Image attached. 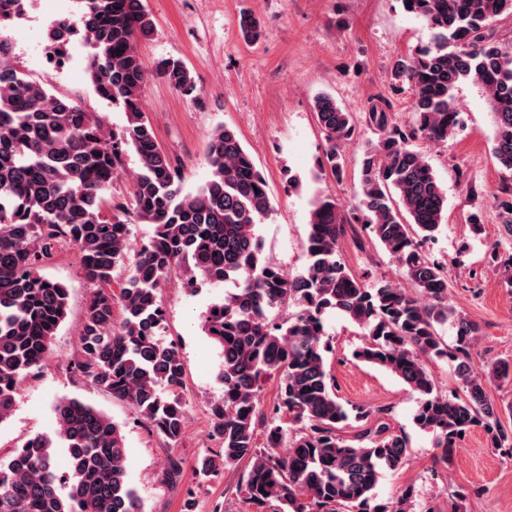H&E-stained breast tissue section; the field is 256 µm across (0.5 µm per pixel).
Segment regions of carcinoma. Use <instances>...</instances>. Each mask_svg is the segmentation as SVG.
I'll use <instances>...</instances> for the list:
<instances>
[{"label":"carcinoma","mask_w":512,"mask_h":512,"mask_svg":"<svg viewBox=\"0 0 512 512\" xmlns=\"http://www.w3.org/2000/svg\"><path fill=\"white\" fill-rule=\"evenodd\" d=\"M25 2L0 0V19L21 15ZM400 2L431 31L429 44L398 58L392 69L395 82L412 94V118L395 122L386 100L371 106L368 118L381 136L363 151L358 204L342 211L330 197L314 200L308 263L295 275L262 255L257 227L273 203L232 129L220 126L209 136L210 176L193 190L159 148L143 112L147 72L138 43L154 27L143 0H78L76 16L48 33L53 44L76 28L94 48L88 69L94 90L127 119L122 135L110 139L75 101L27 79L14 63L12 41L0 33V423L11 413L21 378L49 359L66 318L67 288L38 273L53 245L64 241L76 246L83 275L98 286L74 371L126 402L171 442L185 427V368L163 338L158 290L175 266L184 268L190 289L230 285L203 324L222 357L224 394L210 408L220 448L196 470L207 476L248 463L240 491L252 505L273 504L274 512H415L409 488L389 501L376 499L383 474L399 469L410 441L383 418L387 410L344 403L336 394L327 369L329 312L363 331L354 359L386 370L417 395L412 423L436 437L443 462L460 433L475 427L512 457V439L485 385L489 377H511L512 366H475L471 349L481 326L448 305L447 263L423 249L442 231L446 193L414 145L456 132L461 110L454 91L472 80L482 86L494 117L493 156L512 172V47L494 33L497 19L512 15V0ZM240 27L245 39L260 37L253 16H243ZM159 74L184 97L199 100L200 89L181 61L165 60ZM314 110L328 143L325 165L339 178V148L355 135L354 117L328 94L315 98ZM129 149L139 160L129 201L108 214L112 178ZM135 221L155 231L116 297L105 285L125 263ZM355 224L369 230L410 288L386 277L368 286L351 272L339 243ZM118 303L123 318L116 326ZM446 327L455 336L451 347L442 336ZM436 360L453 365L458 387L449 395L428 368ZM274 378L277 391L266 409L261 392ZM54 412L55 437L35 435L0 461V512H143L119 425L78 398L60 401ZM352 422L355 433L341 435ZM57 448L69 456L66 472L54 465Z\"/></svg>","instance_id":"obj_1"}]
</instances>
